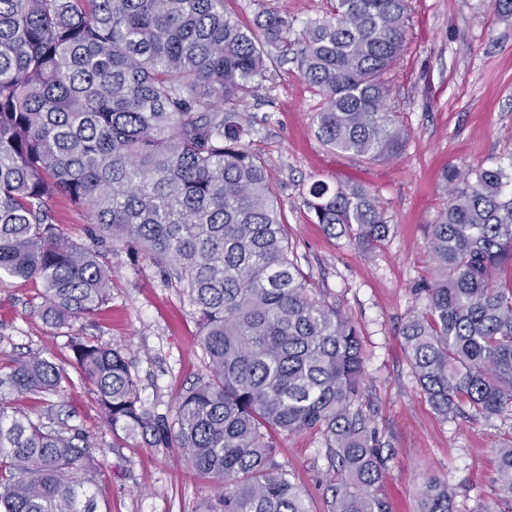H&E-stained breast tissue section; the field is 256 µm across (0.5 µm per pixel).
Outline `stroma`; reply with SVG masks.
I'll return each instance as SVG.
<instances>
[{
    "instance_id": "stroma-1",
    "label": "stroma",
    "mask_w": 512,
    "mask_h": 512,
    "mask_svg": "<svg viewBox=\"0 0 512 512\" xmlns=\"http://www.w3.org/2000/svg\"><path fill=\"white\" fill-rule=\"evenodd\" d=\"M226 7L245 22L262 9L277 12L299 31L325 14L328 3L228 0ZM407 38L390 73L408 131L398 158L364 160L324 146L311 124L319 98L292 58L272 63L265 87L249 102L252 149L266 166L304 277L358 329L359 403L388 457L378 493L389 512H418L420 488L430 476L455 488L457 512H478L494 498L496 450L512 438V424L438 415L412 372L400 327L426 305L415 289L434 270L429 226L446 202L441 168L512 161V17L497 14L491 0H412ZM316 177L356 182L375 193L391 225L388 237L367 249L325 234L304 197ZM107 258L115 275L111 302L61 328L37 309L39 282L0 277V366L38 354L70 377L58 394L13 395L9 402L33 421L84 438L101 462L96 482L103 512H195L211 483L191 473L177 443L154 447L112 432L72 361L68 344L75 338L123 347L142 400L169 424L177 396L206 373L194 309L174 271H161L127 245L112 247ZM276 443L308 512H331L337 472L323 433L281 435Z\"/></svg>"
}]
</instances>
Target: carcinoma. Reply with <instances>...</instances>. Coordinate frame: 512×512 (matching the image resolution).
<instances>
[{"instance_id": "cac0c4a2", "label": "carcinoma", "mask_w": 512, "mask_h": 512, "mask_svg": "<svg viewBox=\"0 0 512 512\" xmlns=\"http://www.w3.org/2000/svg\"><path fill=\"white\" fill-rule=\"evenodd\" d=\"M226 0H0V275L41 283L51 325L112 300L108 243L136 244L154 266H177L195 310L206 378L176 402V432L142 401L122 349L70 347L112 430L164 445L215 493L197 512H308L276 460L275 435L318 428L339 482L332 512H389L386 466L370 416L356 405V326L304 278L260 157L248 98L268 80L271 49L293 53L322 97L316 137L369 160L401 154L407 131L389 74L406 45L411 0H329L295 38L288 17L244 25ZM448 204L430 224L433 279L401 336L435 411L512 415V162L448 164ZM67 197L88 218L77 244L52 219ZM315 222L369 248L390 224L375 194L317 179ZM67 376L47 358L0 374V512H101L99 468L80 436L9 409L6 394L41 398ZM496 500L512 508V438L496 451ZM434 477L418 512H456Z\"/></svg>"}]
</instances>
